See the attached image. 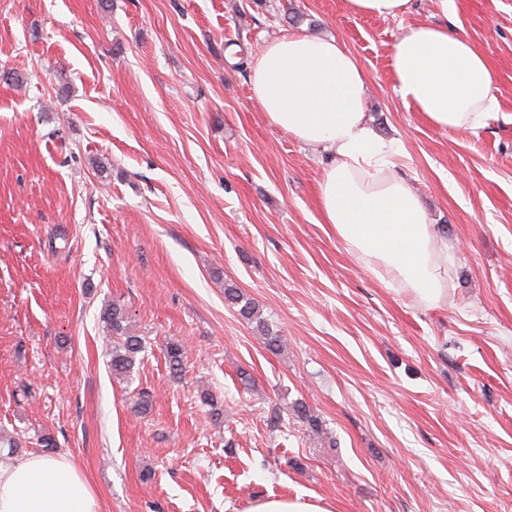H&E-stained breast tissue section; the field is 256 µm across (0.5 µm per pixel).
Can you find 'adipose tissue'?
Returning a JSON list of instances; mask_svg holds the SVG:
<instances>
[{"label":"adipose tissue","instance_id":"ef3b65f1","mask_svg":"<svg viewBox=\"0 0 512 512\" xmlns=\"http://www.w3.org/2000/svg\"><path fill=\"white\" fill-rule=\"evenodd\" d=\"M389 59L402 103L437 128L475 130L499 110L487 51L447 22L402 27ZM251 92L272 126L329 152L317 206L351 256L421 306L444 303L455 253L399 173L401 140L377 132L357 58L336 37L291 31L254 56ZM0 512H98V504L67 459L34 456L0 465Z\"/></svg>","mask_w":512,"mask_h":512}]
</instances>
